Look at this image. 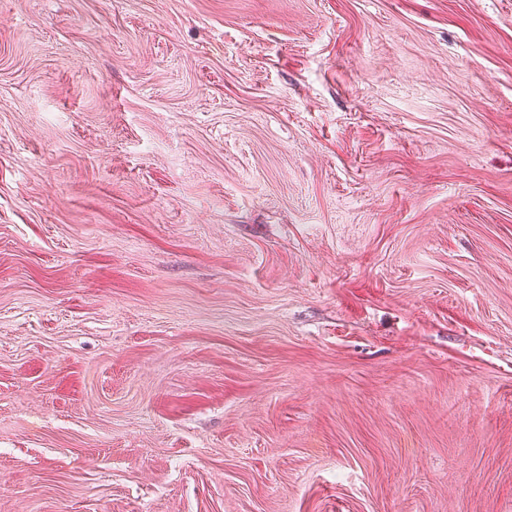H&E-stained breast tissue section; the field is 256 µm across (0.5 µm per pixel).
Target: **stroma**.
Instances as JSON below:
<instances>
[{"label": "stroma", "mask_w": 512, "mask_h": 512, "mask_svg": "<svg viewBox=\"0 0 512 512\" xmlns=\"http://www.w3.org/2000/svg\"><path fill=\"white\" fill-rule=\"evenodd\" d=\"M0 512H512V0H0Z\"/></svg>", "instance_id": "35a3bbf8"}]
</instances>
